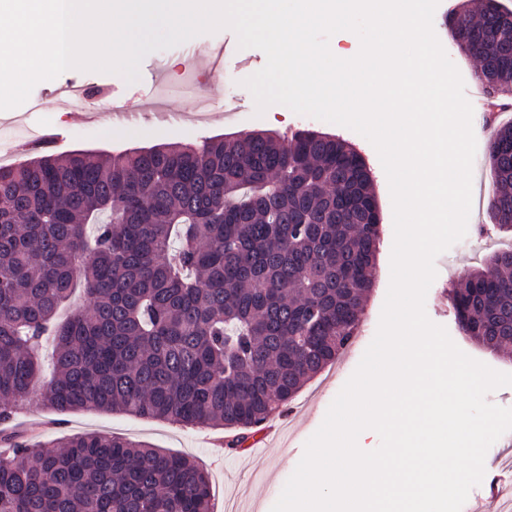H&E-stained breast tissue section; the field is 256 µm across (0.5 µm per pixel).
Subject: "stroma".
Wrapping results in <instances>:
<instances>
[{
    "instance_id": "stroma-1",
    "label": "stroma",
    "mask_w": 512,
    "mask_h": 512,
    "mask_svg": "<svg viewBox=\"0 0 512 512\" xmlns=\"http://www.w3.org/2000/svg\"><path fill=\"white\" fill-rule=\"evenodd\" d=\"M265 63L262 51L239 48L235 34L223 29L148 54L140 65L141 81L130 84L114 73L69 69L55 79L38 83L25 104L0 111V152L8 154L15 164L32 157L24 138L14 135L16 126L11 119L15 116L21 117L27 136L45 131L56 134L60 143L54 151L63 155L75 150L115 155L166 143L196 145L218 135L229 137L252 131L287 135L308 128L336 135L354 145L365 158L372 172L383 224L374 286L352 344L336 363L307 383L284 411L277 414L276 419L283 422L286 433L282 445H264L256 450L245 443L232 448L228 442L234 433L227 429L184 426L115 411L58 414L44 408L36 398L16 417V429L24 435L35 432L52 439L83 432L114 434L185 455L209 474L213 512H225L224 503L229 499L238 500L240 512H270L300 461L306 441L323 422L329 405L373 340L390 283L393 210L388 180L375 148L360 134L333 123L292 112L284 118L273 116L268 110L257 113L243 81ZM188 66L202 74L201 92L196 97L178 91L181 73ZM153 70L162 74L160 88H165V97H158V88L143 82ZM72 85L84 89L85 104L88 109L98 111V120H86L82 113L64 107L63 91ZM145 97L152 101L146 116L135 121L113 118L114 106L133 105ZM487 221L484 203H476L466 237L435 260L437 276L427 292L425 310L432 322L447 329L464 353L494 370L512 373V357L491 353L458 333L448 303V293L456 285L463 267L478 262L486 252L484 239L478 236L476 227ZM509 457H512V431L503 434L488 450L485 476L470 492L462 512L488 507L489 489L502 480L499 467Z\"/></svg>"
}]
</instances>
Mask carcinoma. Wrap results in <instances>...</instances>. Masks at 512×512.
Returning <instances> with one entry per match:
<instances>
[{
	"label": "carcinoma",
	"mask_w": 512,
	"mask_h": 512,
	"mask_svg": "<svg viewBox=\"0 0 512 512\" xmlns=\"http://www.w3.org/2000/svg\"><path fill=\"white\" fill-rule=\"evenodd\" d=\"M488 97L512 95V9L457 0L446 19ZM491 224L512 236V121L486 130ZM363 156L342 139L254 131L105 160L0 165V421L42 376L58 413L121 411L239 430L288 405L357 334L380 248ZM82 282L89 300L58 312ZM460 331L512 345V245L464 269ZM189 457L94 432L0 454V512H212Z\"/></svg>",
	"instance_id": "1"
}]
</instances>
